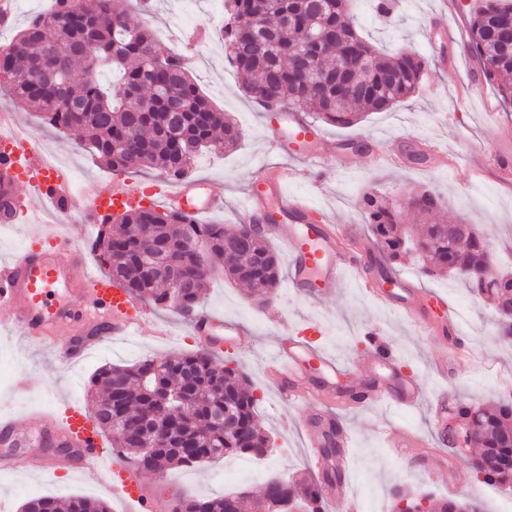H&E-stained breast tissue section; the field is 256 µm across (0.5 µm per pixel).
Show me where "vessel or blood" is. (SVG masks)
Here are the masks:
<instances>
[{"label":"vessel or blood","instance_id":"vessel-or-blood-1","mask_svg":"<svg viewBox=\"0 0 512 512\" xmlns=\"http://www.w3.org/2000/svg\"><path fill=\"white\" fill-rule=\"evenodd\" d=\"M18 119L0 113V169L15 173L19 188L39 200L56 217L82 216L84 222L98 223L126 209L149 206L153 199L140 183L125 175L113 177L108 186L92 184L74 194L68 174L48 165L36 143L15 141L11 132ZM278 135L284 152L299 154L302 161L335 160V153L299 152V145L321 138L322 133L300 112L282 110ZM285 170L263 169L265 189L250 193L243 210L247 224L262 223L267 236L279 242L288 259V283L299 294L327 296L342 283L346 270L359 275L360 286L373 300L403 319L424 326L434 324L442 333L465 336V329L447 311L443 298L415 291L408 279L396 278L391 289H383L377 278L366 273V256L346 245L349 226L311 221V209L302 199L289 196L283 184ZM165 205L196 218L223 209L224 198L207 183L185 182L164 196ZM82 254L72 237L55 226L34 225L28 243L14 259L0 262V322L18 326L36 346H45L52 329L77 322L95 323L105 318L116 335L131 336L144 323L138 301L112 279L82 272ZM189 329L206 346L228 344L248 346L252 338L232 319L211 313H197L186 320ZM101 334L83 337L79 343L58 349L66 362L82 358L101 341ZM317 356L327 383H334L341 364L334 357L316 355L302 340L277 341L265 368L275 376L280 397L287 402L306 398L311 382L301 371L306 357ZM397 360L389 347H382L370 360L357 363L358 371L379 380L372 399L396 407L411 408L421 399L417 380L394 377ZM49 445L67 448L78 472L88 478L106 473L112 490L123 503V512H161L163 505L151 493L140 471L120 456L108 453L97 422L79 405L65 404L41 426Z\"/></svg>","mask_w":512,"mask_h":512}]
</instances>
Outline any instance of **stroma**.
<instances>
[{"instance_id": "obj_1", "label": "stroma", "mask_w": 512, "mask_h": 512, "mask_svg": "<svg viewBox=\"0 0 512 512\" xmlns=\"http://www.w3.org/2000/svg\"><path fill=\"white\" fill-rule=\"evenodd\" d=\"M389 13H377L371 0H356L355 20L360 33L376 48L394 52L408 46L423 54L429 65L417 92L403 103L383 112H372L350 127L324 126L325 135L336 142V160L314 163L302 175L289 179L287 193L307 198L334 224H348L364 242L372 235L361 208L364 192L372 190L403 211L405 224L419 222L408 203L423 192L438 194L459 220L479 225L491 238L499 266L512 265V112L502 108L493 86L482 84L480 94H470L467 81L477 65L469 54L448 41L452 19L435 20L444 0H391ZM159 43L178 50L174 28L183 34H198L197 50L205 64L189 69L219 110L231 117L241 136L235 147L221 153H202L191 172L223 194L222 211L206 216L209 224L236 227L248 194L260 183L259 172L267 166L297 167L265 128L277 123V111L260 113L244 93L242 77L226 59L220 29L224 25V0H154L153 11L143 14ZM15 112L22 132L38 139L45 152L61 158L75 190L91 182L107 183L112 170L87 152L75 132L47 128L38 113L16 109L0 93V113ZM394 275L411 276L421 290L446 296L448 308L461 315L468 335V355L448 373L433 371L435 361L448 349L447 337L421 335L388 309L370 302L354 275H346L336 292L317 299L299 295L280 277L271 303L261 305L249 297L245 287L228 283L215 272L205 290L202 309L237 320L252 334L254 342L240 353L218 352L217 362L239 368L258 399L257 415L271 438L266 457L252 459L253 476L226 478V461L198 467L149 473L145 479L160 502L173 496L221 495L231 491L260 492L275 474L304 475L320 468L321 461L304 446L309 421L325 408L312 403H283L277 385L265 372V360L274 344L288 334L302 331L307 323H320L315 344L349 362L373 355L364 343L374 336L389 344L404 374L416 375L423 399L412 409L395 406H364L340 401L336 420L351 434L349 468L341 482L333 485L337 496L355 495L361 512L378 507L390 512L391 491L401 485L420 493L430 491L477 503L482 512H501L512 501V488L479 482L470 474L471 451L448 447L443 430L436 427L432 404L447 401L484 408L496 406L506 380H512V343L497 337L492 307L476 296L458 278L425 275L415 256H406L390 269ZM153 322L167 324L172 334L154 336L150 325L134 336H108L79 361L60 365L52 354L33 353L24 336L15 330H0V414L12 415L18 426L33 437L24 447L0 442V457L42 455L44 443L37 438L39 418L63 401L91 410L89 381L106 365H132L147 358L191 353L199 345L175 311L150 308ZM36 379L40 388L23 396L16 392L20 376ZM398 425L423 440L432 455L419 463L405 452L388 447L386 428ZM83 495L104 502L113 496L103 482L91 481L69 467L52 477L33 469L10 471L0 478V501L8 512H19L28 499L43 495L65 498Z\"/></svg>"}]
</instances>
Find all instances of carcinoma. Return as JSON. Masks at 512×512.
<instances>
[{
  "mask_svg": "<svg viewBox=\"0 0 512 512\" xmlns=\"http://www.w3.org/2000/svg\"><path fill=\"white\" fill-rule=\"evenodd\" d=\"M120 0H58L55 10L30 18L7 45L8 65L0 70V90L15 103L40 113L42 121L61 131H79L93 155L114 172L155 168L169 179L190 176L204 150L219 151L237 144L240 131L199 91L179 56L166 51L142 21L119 7ZM352 0H224V47L236 71L246 79L245 92L265 107L288 106L310 112L331 126H351L365 113L382 112L417 91L428 60L419 54L386 55L364 40L349 14ZM326 32L324 45L305 56L292 53L305 40L308 27ZM477 62L481 78L496 87L502 106L512 105V0H476L464 44ZM98 59L89 80L74 77L88 56ZM353 65L354 86L347 89L337 66ZM326 77L312 82L306 72ZM181 107L172 125L169 105ZM412 207L431 220L413 247L422 251L423 273L446 272L467 278L473 290L488 299L498 314L499 336L512 332V273L484 278L488 241L444 219L437 195L425 192ZM361 207L377 248L390 262L406 253L405 229L398 213L374 193ZM110 228L91 244L108 276L132 296L182 314L200 308L203 288L213 271L209 259L221 262L224 278L241 283L271 300L279 281L281 257L270 240L239 224H199L175 211L137 208L108 217ZM201 240L202 270L189 288H174L145 269L142 256L151 243L165 245L155 263L176 265L188 244ZM102 396L93 417L100 429L113 435L116 447L142 471L163 472L192 467L233 454L263 456L271 440L256 420L257 399L244 387L239 369L216 363L200 350L148 359L130 366L109 365L92 379ZM481 414L480 426L470 432V447L479 449L471 462L482 481L512 487V397L493 410L461 404L462 425L471 413ZM157 428L171 430L168 448H150ZM336 470L288 479L271 477L263 495L273 504L250 500L245 491L220 496L179 498L174 512H321L324 487L341 480ZM394 501L407 503L409 512H478V505L430 493L394 491ZM21 512H110L108 505L85 496L60 500L31 499Z\"/></svg>",
  "mask_w": 512,
  "mask_h": 512,
  "instance_id": "obj_1",
  "label": "carcinoma"
}]
</instances>
